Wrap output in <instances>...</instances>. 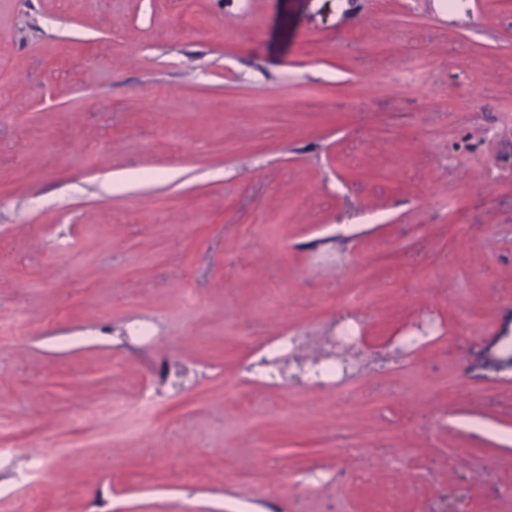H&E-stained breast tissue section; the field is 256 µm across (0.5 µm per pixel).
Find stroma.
I'll return each mask as SVG.
<instances>
[{
    "label": "stroma",
    "mask_w": 512,
    "mask_h": 512,
    "mask_svg": "<svg viewBox=\"0 0 512 512\" xmlns=\"http://www.w3.org/2000/svg\"><path fill=\"white\" fill-rule=\"evenodd\" d=\"M0 59V430L160 411L37 512H512L503 0H0ZM42 453L0 454V512ZM295 348L297 346L294 336L282 338L276 349L260 362L261 365L267 366V369L263 371V375L270 380H284L285 376L277 366L278 360L280 357L288 355Z\"/></svg>",
    "instance_id": "35a3bbf8"
}]
</instances>
